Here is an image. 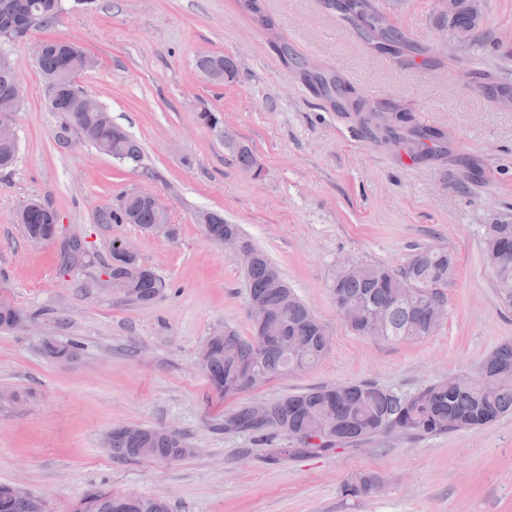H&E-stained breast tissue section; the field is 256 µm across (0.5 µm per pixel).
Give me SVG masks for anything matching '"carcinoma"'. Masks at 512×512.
Masks as SVG:
<instances>
[{
    "label": "carcinoma",
    "mask_w": 512,
    "mask_h": 512,
    "mask_svg": "<svg viewBox=\"0 0 512 512\" xmlns=\"http://www.w3.org/2000/svg\"><path fill=\"white\" fill-rule=\"evenodd\" d=\"M59 0H0V41L24 38L39 26L51 24L62 7ZM341 18L353 24L362 23L363 38L382 54L399 56L411 49L403 33L382 27L378 10L371 0H345ZM452 28L472 37L477 33L476 17L460 12ZM35 63L46 81L49 106L65 117V129L74 131L99 152L123 157L127 166L142 165L139 142L112 122L104 109H85L79 104L82 90L75 77L94 66V59L80 46L65 41L49 40L39 45ZM202 70L227 83L238 79V65L229 56L218 55L198 60ZM305 77L313 76L322 89L350 101L357 112H372L379 127L387 135L400 138L411 146L415 159H438L448 154L446 134L437 128L417 122L414 116L391 102L356 98L353 90L335 72L313 73L314 66L302 63ZM17 75L10 58L0 54V171L12 164L19 149L12 123L19 111L13 103ZM206 126L218 130L224 146L233 153L244 170L258 169L250 146L238 141L223 129L222 120L210 110L200 113ZM55 212L39 201L26 203L17 213L30 240L47 241L55 224ZM199 223L207 237L224 243V234L236 236L238 247L256 256L245 269L248 301L268 312L263 327L252 324L253 336L246 339L236 330H217L206 340L209 352L202 363L211 387L224 396H234L273 376L302 371L317 364L330 350L325 343L326 327L298 298L266 253L246 237L239 225L230 224L212 212L199 214ZM103 224H137L147 231L164 229L169 235L179 234L175 224L158 214L146 194L125 193L117 203L99 213ZM62 262L71 268L79 264L85 248L78 239L63 243ZM483 253L494 278L512 276V224H486ZM112 279L121 281L118 291L131 301L146 306L154 303L168 288L151 268L136 255L111 254ZM455 274V263L448 250L424 246L414 250L406 261L392 267L384 264L364 265V274L355 277L341 266L336 267L328 288L340 315L350 330L364 337L387 342L422 340L440 327L434 304L446 301L444 288ZM41 353L58 362H70L79 350V342H59L45 338ZM264 418L259 419L253 405L246 404L224 417V433L249 434L258 441L282 437L286 448H272L266 461L284 456H323L340 449L354 447L385 435L421 438L445 435L458 430L485 426L502 416L512 414V342L494 349L474 375L469 373L436 380L410 395L383 388L369 382H348L311 387L299 393L266 401ZM112 458L135 461L140 458L181 459L190 448L184 435L164 428H139L135 434L112 431L106 437ZM380 485L379 477L357 473L347 484L354 496H369ZM126 503L124 512H169L162 499L139 496H114L103 490L89 493L75 512H117V502ZM0 512H31L8 485H0Z\"/></svg>",
    "instance_id": "cac0c4a2"
}]
</instances>
